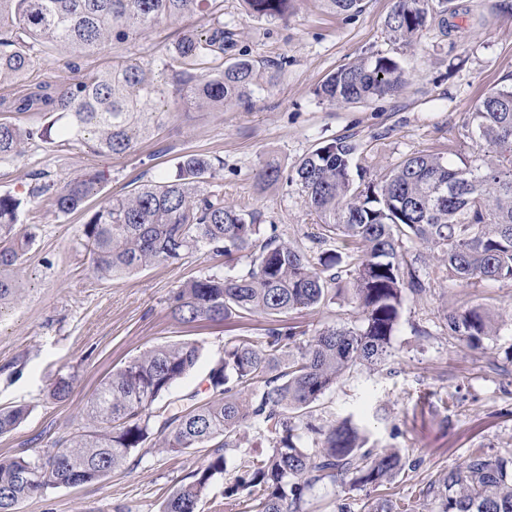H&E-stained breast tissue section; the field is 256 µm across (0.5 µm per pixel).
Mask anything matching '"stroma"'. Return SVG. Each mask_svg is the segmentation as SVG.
I'll list each match as a JSON object with an SVG mask.
<instances>
[{"label":"stroma","instance_id":"1","mask_svg":"<svg viewBox=\"0 0 512 512\" xmlns=\"http://www.w3.org/2000/svg\"><path fill=\"white\" fill-rule=\"evenodd\" d=\"M470 13L443 35L438 26L420 31L414 46L395 41L386 27L393 0H362L361 12H332L325 0H291L286 19L275 22L249 14L241 0H224V24L234 33L230 54L279 63L277 84L251 108L224 110L171 107L155 135L127 154L92 153L82 146H46L25 151L0 165V194L27 192L34 173L63 184L83 170L104 175L84 208L61 214L31 200L21 221L39 225V236L24 257L19 278L23 300L0 313V409L24 406L28 417L0 435V457L54 451L63 433L82 423V411L100 381L113 369L153 347L194 340L201 347L193 369L166 395L171 405L191 393L208 397L210 370L235 336L260 334L263 318H230L189 328L171 313L174 291L208 274H239L250 261H234L201 249L174 265L148 268L125 278L97 277L81 245L88 216L108 197L173 175L189 153L208 155L214 182L226 202L261 212L264 226L305 241L317 224L299 185L258 183L265 162L284 172L316 148L338 138L359 146L358 162L379 181L406 156L442 152L455 164L473 163L482 149L469 122L476 102L490 89L512 87V0H465ZM199 14L162 22L146 39L112 44L74 59L62 50L32 71L25 84L60 83L77 71L107 69L126 59L160 64L167 45L184 31L206 32ZM386 56L405 68L409 84L394 96L365 103L333 105L317 96L325 78L362 56ZM430 290L406 294L389 370H359L346 376L319 402L314 413L328 424L352 418L378 447L400 449L410 465L377 490H353L325 483L310 494L309 512H373L378 498L409 499L425 512L419 490L437 472L463 462L470 449L512 454V282L444 279L434 261L418 260V242L404 244ZM483 306L497 333L482 348L449 339L447 314ZM357 310L349 295L286 322L306 333L329 325H351ZM70 381L68 399L53 400V380ZM206 458L200 449L167 454L147 446L130 455L104 480L59 488L27 501L22 512H160L163 500Z\"/></svg>","mask_w":512,"mask_h":512}]
</instances>
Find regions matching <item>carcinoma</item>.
I'll use <instances>...</instances> for the list:
<instances>
[{
  "label": "carcinoma",
  "instance_id": "1",
  "mask_svg": "<svg viewBox=\"0 0 512 512\" xmlns=\"http://www.w3.org/2000/svg\"><path fill=\"white\" fill-rule=\"evenodd\" d=\"M269 21L288 16L290 0H242ZM201 13L206 33H184L166 49L159 79L149 62L131 60L107 72H88L61 86L46 82L19 92L18 113L46 112L54 119L37 128L0 119V163L26 147L81 144L99 154L122 155L161 123L148 105L191 104L248 107L278 80L273 64L224 59L232 32L224 29V0H0V84L21 82L42 59L64 47L79 56L114 41L148 35L164 20ZM469 13L458 0H394L386 25L394 39L412 44L427 24L443 32ZM407 84L400 62L361 57L340 66L319 95L332 104L395 96ZM485 146L481 164L456 166L439 153L418 152L380 181L365 180L353 167L358 146L345 139L319 147L295 167L310 212L321 223L309 238L340 249L315 263L297 241L264 236L261 213L224 202V186L204 187L213 162L190 154L176 174L107 199L82 229V245L94 273L120 278L154 265H172L207 246L228 258L245 253L244 275L208 274L184 283L172 296L181 324L220 322L233 315H260L268 325L257 336H237L210 370L212 397L172 409L159 402L194 367L195 342L152 348L112 372L87 402L84 425L60 437L57 451L0 458V512L58 488L97 481L148 443L170 453L207 450L204 464L163 502L162 512H200L214 480L227 471L226 452L247 442L257 424L272 443L269 454L243 456L225 483L230 506L246 512H306L307 496L319 484L378 488L406 467L397 448L370 449L366 431L346 418L321 424L314 408L344 374L375 370L393 356L392 340L405 291L422 296L430 283L417 274L403 240H416L452 280L512 281V88L481 97L470 113ZM282 178L265 163L261 183ZM104 176L87 171L59 186L42 174L26 195H0V310L21 298L17 272L36 241L39 225L20 223L28 198L46 199L59 213L80 209ZM351 259L349 292L359 309L351 326H327L311 336L281 316L334 300L332 270ZM448 336L478 349L497 331L481 306L447 316ZM24 407L0 411V434L15 429ZM426 512H512V456L473 448L462 464L442 471L422 489Z\"/></svg>",
  "mask_w": 512,
  "mask_h": 512
}]
</instances>
